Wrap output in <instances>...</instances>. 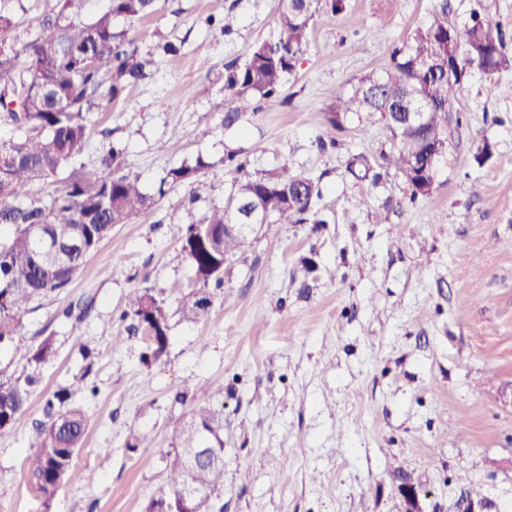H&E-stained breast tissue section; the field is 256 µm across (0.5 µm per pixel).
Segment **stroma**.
Segmentation results:
<instances>
[{
	"mask_svg": "<svg viewBox=\"0 0 512 512\" xmlns=\"http://www.w3.org/2000/svg\"><path fill=\"white\" fill-rule=\"evenodd\" d=\"M438 0H346L313 25L279 97L224 128L214 107L224 67L268 37L279 0H160L135 22L140 52L159 40L178 55L115 105L92 112L83 162L126 146L146 191L181 161L209 167L186 209L159 200L109 239L61 294L25 317L29 344L53 337L23 421L0 432V512H143L165 478L163 457L206 390L224 389V512H461L466 497L512 512V70H472L445 122L447 149L430 195L410 200L402 174L377 181L346 170L350 155L380 160L394 139L363 112L329 123L330 107L365 74L391 69ZM232 14L231 38L209 18ZM500 26L512 50V0H448L465 32L473 15ZM490 144L491 158L475 154ZM243 149L249 173L280 166L319 182V223L267 224L228 264L208 317H177L195 286L181 251L186 224L225 204L222 159ZM386 223H378V214ZM133 288L152 289L175 315L167 354L145 363L143 333L123 315ZM88 316L65 319L69 303ZM92 354L82 357L81 347ZM88 370L95 394L72 476L43 500L26 458L43 407ZM137 448H128L131 436Z\"/></svg>",
	"mask_w": 512,
	"mask_h": 512,
	"instance_id": "obj_1",
	"label": "stroma"
}]
</instances>
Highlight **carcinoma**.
Masks as SVG:
<instances>
[{"label": "carcinoma", "mask_w": 512, "mask_h": 512, "mask_svg": "<svg viewBox=\"0 0 512 512\" xmlns=\"http://www.w3.org/2000/svg\"><path fill=\"white\" fill-rule=\"evenodd\" d=\"M107 10L86 16L90 0H57L54 13L42 22L34 39L16 34L14 14L25 10L23 0H0V122L17 135L0 140V349L23 354L29 372L0 380V431L21 423L41 370L55 357L48 336L37 347L28 345L24 316L45 298L60 294L118 224H128L151 210L155 196L144 190L139 176L127 168L125 151L110 145L98 164L79 161L89 134V115L119 100L131 86L148 79L157 66L156 55L175 54L170 41L156 44L143 55L129 24L157 12L158 0H108ZM346 0H281L273 34L253 43L243 63L225 66V102L215 111L226 126L238 123L262 103L280 95L296 68L308 40V31L323 14L345 9ZM97 59L94 68L86 61ZM393 73L369 74L338 97L329 122L345 112L381 114L396 145L382 156L405 179L410 198L430 194L433 170L426 167L432 153H444L443 121L456 92L472 69L498 73L512 68L501 29L478 18L465 35L448 23L441 4L429 22L415 30L411 45L392 53ZM394 112H424L426 122L415 126L395 119ZM241 151L224 155V173L232 176L228 204L214 206L200 220L186 226L182 252L193 268L197 287L180 308L181 320L198 323L212 305L210 287L224 285V262L245 251L250 236L224 233V225L245 221L247 207L260 204L273 211V224L322 223L313 211L319 196L315 179L282 166L272 172L246 173ZM208 167L202 159L169 168L161 179L160 196H168L177 211L189 199L174 190L195 183ZM347 170L358 177L373 170L370 160L355 156ZM65 173L63 184L50 199L28 198L26 188ZM51 237L74 244L58 266L49 261L42 241ZM125 315L132 317L148 342L143 358L158 362L167 348L171 315L166 300L150 288H134ZM87 374L76 375L68 386L47 400L44 420L33 425L27 457L37 491L53 498L73 471L83 447L89 419L73 397L86 391ZM221 388L210 392L217 404L195 407L167 452V477L150 496L144 512H224V404ZM194 487L186 496V486Z\"/></svg>", "instance_id": "cac0c4a2"}]
</instances>
